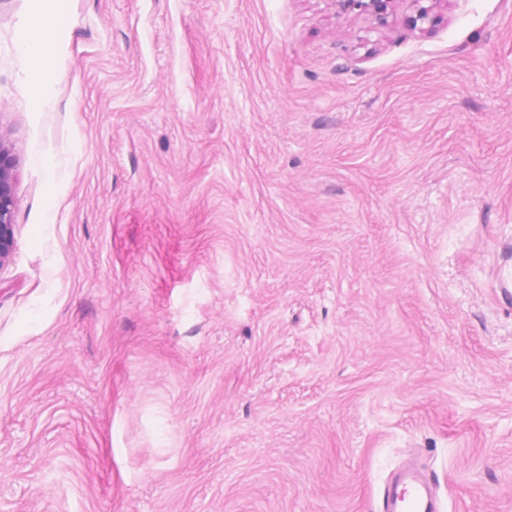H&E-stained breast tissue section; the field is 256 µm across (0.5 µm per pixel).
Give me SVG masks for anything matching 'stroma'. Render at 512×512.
Instances as JSON below:
<instances>
[{"mask_svg":"<svg viewBox=\"0 0 512 512\" xmlns=\"http://www.w3.org/2000/svg\"><path fill=\"white\" fill-rule=\"evenodd\" d=\"M0 0V512H512V0ZM52 223H44L45 214ZM337 14L358 11L374 17L379 23L385 24L394 11L396 0H332ZM414 3L415 14L411 16V25L414 28L424 29L423 25L432 27L438 19L436 7L444 0H412ZM427 3V5H425ZM33 68L44 72L34 87V99L38 109L50 104L55 96L56 85L59 80L60 70L46 71L42 55L32 58ZM14 164L9 153L0 147V262L12 251L13 213L16 207L13 196ZM378 512H440L431 479L420 469L402 472L381 495Z\"/></svg>","mask_w":512,"mask_h":512,"instance_id":"35a3bbf8","label":"stroma"}]
</instances>
